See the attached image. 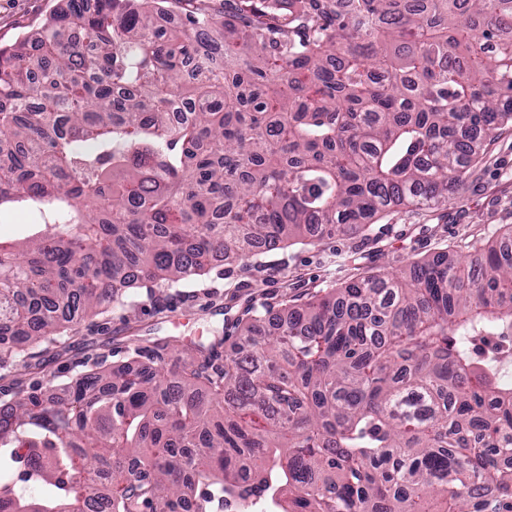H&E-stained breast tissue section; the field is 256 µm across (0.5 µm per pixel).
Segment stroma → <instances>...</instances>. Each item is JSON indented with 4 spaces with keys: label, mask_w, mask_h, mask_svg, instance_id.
<instances>
[{
    "label": "stroma",
    "mask_w": 512,
    "mask_h": 512,
    "mask_svg": "<svg viewBox=\"0 0 512 512\" xmlns=\"http://www.w3.org/2000/svg\"><path fill=\"white\" fill-rule=\"evenodd\" d=\"M67 5V0H0V45L35 39L45 21ZM511 228L512 124L499 131L445 203L397 207L376 217L366 231L270 250L260 268L236 263L175 288L129 289L121 302L73 324L57 343L30 348L29 368L10 364L0 373L51 391L86 358L122 362L136 345L165 337L207 343L221 335L228 339L221 347L227 356L237 325L252 311L274 313L282 303H301L366 274L400 273L445 249L466 257Z\"/></svg>",
    "instance_id": "1"
}]
</instances>
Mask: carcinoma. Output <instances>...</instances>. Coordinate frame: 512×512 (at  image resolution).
Instances as JSON below:
<instances>
[{
    "instance_id": "1",
    "label": "carcinoma",
    "mask_w": 512,
    "mask_h": 512,
    "mask_svg": "<svg viewBox=\"0 0 512 512\" xmlns=\"http://www.w3.org/2000/svg\"><path fill=\"white\" fill-rule=\"evenodd\" d=\"M129 2L0 48V205L42 221L0 242L21 363L123 288L446 202L512 123V0ZM481 336H512V229L257 312L222 365L172 339L0 396V512H512V348Z\"/></svg>"
}]
</instances>
